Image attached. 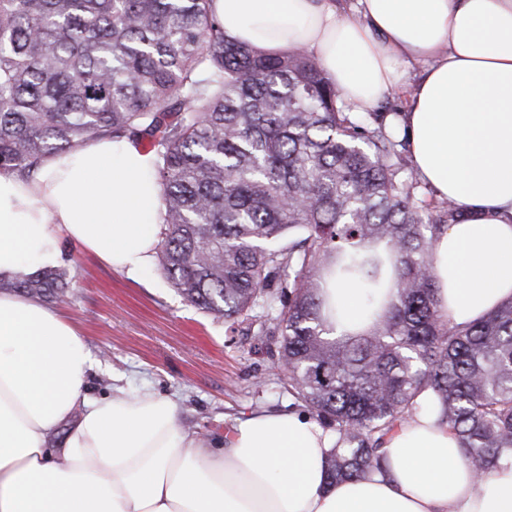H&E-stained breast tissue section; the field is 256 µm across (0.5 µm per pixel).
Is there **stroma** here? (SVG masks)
Segmentation results:
<instances>
[{
    "mask_svg": "<svg viewBox=\"0 0 512 512\" xmlns=\"http://www.w3.org/2000/svg\"><path fill=\"white\" fill-rule=\"evenodd\" d=\"M59 265L70 285L55 306L95 359L90 394L152 389L177 400L187 432L211 437L253 409L293 407L270 318L224 321L190 305L157 265L134 280L68 242Z\"/></svg>",
    "mask_w": 512,
    "mask_h": 512,
    "instance_id": "stroma-1",
    "label": "stroma"
}]
</instances>
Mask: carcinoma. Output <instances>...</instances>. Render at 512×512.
<instances>
[{
  "mask_svg": "<svg viewBox=\"0 0 512 512\" xmlns=\"http://www.w3.org/2000/svg\"><path fill=\"white\" fill-rule=\"evenodd\" d=\"M211 2L0 0V171L28 176L90 138L149 140L159 269L226 321L276 313L289 386L336 431L329 483L381 468L424 392L490 475L512 457V302L466 326L441 319L433 243L461 212L419 197L406 136L346 111L314 54L233 42ZM389 270L386 313L336 333L328 280L376 295ZM68 286L55 267L0 282L43 301Z\"/></svg>",
  "mask_w": 512,
  "mask_h": 512,
  "instance_id": "obj_1",
  "label": "carcinoma"
}]
</instances>
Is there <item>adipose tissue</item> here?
Returning <instances> with one entry per match:
<instances>
[{
    "instance_id": "1",
    "label": "adipose tissue",
    "mask_w": 512,
    "mask_h": 512,
    "mask_svg": "<svg viewBox=\"0 0 512 512\" xmlns=\"http://www.w3.org/2000/svg\"><path fill=\"white\" fill-rule=\"evenodd\" d=\"M236 42L313 53L355 112L421 64L397 118L417 178L460 208L434 246L442 319L465 326L512 300V0H212ZM155 158L94 138L31 177L0 172V281L55 265L70 240L140 277L159 242ZM395 291L334 284L343 331ZM94 360L55 308L0 290V512H512V462L478 478L433 394L383 445L385 466L328 484L335 432L296 410L252 411L224 436L182 430L171 397L89 395Z\"/></svg>"
}]
</instances>
